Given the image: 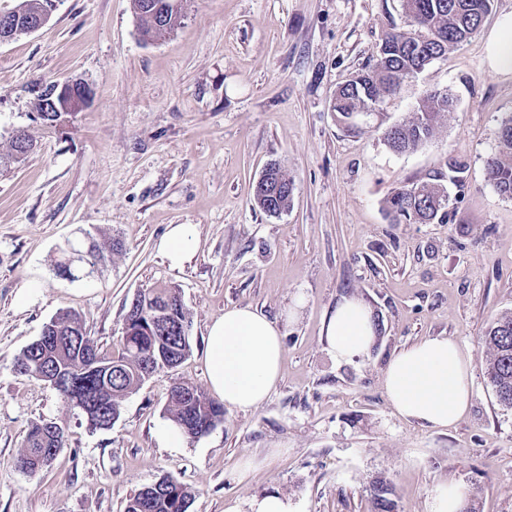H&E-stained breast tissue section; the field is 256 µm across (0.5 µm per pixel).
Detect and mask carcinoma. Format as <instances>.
<instances>
[{
    "mask_svg": "<svg viewBox=\"0 0 512 512\" xmlns=\"http://www.w3.org/2000/svg\"><path fill=\"white\" fill-rule=\"evenodd\" d=\"M151 2L162 12L169 0H132L133 9L142 23L147 38H161L173 32L180 21L164 27L156 25L144 12V3ZM407 25L392 29L382 39L374 63L339 86L331 102L336 121L347 131L363 132L369 109L380 106L396 94L409 78L422 72L433 61L471 38L480 28L491 8V0H403ZM455 105L447 94L428 93L418 102L413 115L388 128L384 142L398 153L414 151L431 140ZM447 171L439 169L426 179L406 184L386 200L396 221L415 224L444 222L448 216V192L444 179L460 182L466 163L450 154L444 161ZM488 180L497 192L512 199V114L501 121L498 150L485 162ZM272 175L262 194H254L255 205L270 215H278L291 206L294 180L278 164L271 165ZM85 251L83 266L96 268L105 252L118 253L124 243L118 237H108L101 243L91 237L87 241L70 243ZM157 307L168 310L171 325L189 323V316L177 289L169 286L151 288L139 294L131 304L126 320L140 331L123 336L118 353L102 351L89 335L81 315L64 311L49 321L48 337L39 344L31 343L16 358L19 371L32 378L54 385V377H66L82 391L89 404L88 412L104 409L117 417L120 403L129 388L143 384L144 372L155 373L165 368V362L175 354L185 359L191 353L190 342L179 344V333L172 329L163 335L152 328L151 318ZM489 359L486 375L500 405L512 408V312H504L492 320L483 336ZM120 366L116 375L104 376L97 366L101 363ZM168 418L189 438H198L211 431L215 421L224 418V405L205 392L185 383L176 382L168 394ZM64 427L52 420H42L31 426L25 446L16 458V466L35 472L49 466L66 448ZM394 490L384 481L373 485L374 512H395ZM192 500L188 487L172 479L152 490L141 489L127 502L125 512H188L183 505Z\"/></svg>",
    "mask_w": 512,
    "mask_h": 512,
    "instance_id": "obj_1",
    "label": "carcinoma"
}]
</instances>
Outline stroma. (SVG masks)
I'll return each instance as SVG.
<instances>
[{
    "mask_svg": "<svg viewBox=\"0 0 512 512\" xmlns=\"http://www.w3.org/2000/svg\"><path fill=\"white\" fill-rule=\"evenodd\" d=\"M509 12L512 0H493L480 30L405 82L359 135L337 123L331 99L405 24L402 0H187L180 27L155 41L142 38L132 0H55L43 28L0 43V154L18 129L37 143L0 171V512H124L164 475L192 489L189 512L270 491L296 512H373L379 480L393 486L397 512H428L443 482L466 485L475 512H512V409L497 402L481 343L512 311V199L485 171L512 113V75L487 61ZM68 80L88 84L92 103L43 125L36 84ZM434 90L453 96L451 117L417 150H390L386 128ZM450 153L467 170L447 186L449 222L395 223L388 196ZM274 162L295 190L272 216L253 191ZM172 224L199 233L181 269L158 250ZM85 231L125 247L92 278L59 279L61 247ZM30 281L42 290L19 307ZM163 284L189 312L191 353L125 398L112 428L89 429L54 388L16 370L66 310L99 347L118 349L132 300ZM349 297L381 330L369 355L340 362L324 321ZM233 307L279 321V381L260 407L225 409L183 451L160 447L171 383L207 389V326ZM431 337L467 348L474 366L471 405L446 428L405 420L384 390L388 359ZM44 419L65 427L68 446L48 467L21 471L26 434ZM248 457L256 466L239 478Z\"/></svg>",
    "mask_w": 512,
    "mask_h": 512,
    "instance_id": "obj_1",
    "label": "stroma"
}]
</instances>
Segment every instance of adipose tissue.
I'll return each instance as SVG.
<instances>
[{"mask_svg":"<svg viewBox=\"0 0 512 512\" xmlns=\"http://www.w3.org/2000/svg\"><path fill=\"white\" fill-rule=\"evenodd\" d=\"M198 245L195 225L173 224L159 249L170 267L180 268L195 258ZM324 333L337 360L368 355L375 335L371 312L359 299H343L327 315ZM283 355L276 321L258 310L228 309L207 327V382L227 407L260 406L280 377ZM472 383L470 355L447 338L426 339L394 354L384 377L386 396L398 413L433 427L453 425L465 415Z\"/></svg>","mask_w":512,"mask_h":512,"instance_id":"1","label":"adipose tissue"}]
</instances>
